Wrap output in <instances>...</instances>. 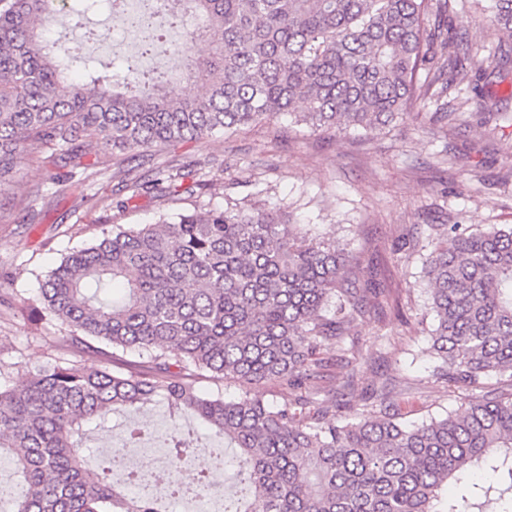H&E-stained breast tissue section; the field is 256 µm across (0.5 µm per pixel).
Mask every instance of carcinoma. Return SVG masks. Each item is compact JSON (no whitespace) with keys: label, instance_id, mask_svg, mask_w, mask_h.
Masks as SVG:
<instances>
[{"label":"carcinoma","instance_id":"carcinoma-1","mask_svg":"<svg viewBox=\"0 0 512 512\" xmlns=\"http://www.w3.org/2000/svg\"><path fill=\"white\" fill-rule=\"evenodd\" d=\"M430 0H142L131 19L142 50L165 51L170 27L190 26L209 44L187 58L179 96L134 56L120 74L88 72L79 46L45 37L55 0H0V191L45 146L81 170L92 150L116 158L142 149L234 133L288 114L312 131L364 130L405 120L414 103L443 101L456 75L483 60L428 33ZM492 25L512 37V0H492ZM512 64V43L493 50ZM425 80H420V73ZM205 186L170 166L143 182L171 199ZM422 257L435 324L433 376L452 391L495 377L509 392L470 399L444 416L405 421L380 394L370 408L329 415L296 395L274 404L249 392L226 401L195 386L198 371L242 383L323 378L317 351L341 348L348 326L371 308V279H353L357 255L262 208L184 210L153 224L112 231L63 257L40 288L46 314L71 343L146 357L125 374L104 363L87 371L66 359L0 385V462L22 477L0 487V512H159L148 493L129 494L83 455L87 432L114 413L160 398L224 439L235 472L224 512H512V225L463 229ZM133 425L123 450L140 444ZM164 445L186 448L172 424Z\"/></svg>","mask_w":512,"mask_h":512}]
</instances>
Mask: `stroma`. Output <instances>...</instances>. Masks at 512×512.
<instances>
[{"label":"stroma","mask_w":512,"mask_h":512,"mask_svg":"<svg viewBox=\"0 0 512 512\" xmlns=\"http://www.w3.org/2000/svg\"><path fill=\"white\" fill-rule=\"evenodd\" d=\"M463 21L473 53L491 59L504 35L490 26L483 5L465 8L444 24L452 29ZM89 29L98 31V39L86 40ZM51 36L65 48L83 45L95 62L116 70L132 47L124 15L111 11L109 0L80 24L60 13ZM447 100L450 117L442 123L429 120L432 103L419 118L370 133L313 132L281 116L231 135L151 147L83 182L61 167L52 172L57 183H50L52 173L40 162L48 151L36 149V162L15 175L14 191L37 192L31 210L14 208V191L0 193V298L17 302L15 312L0 314V369L14 383L60 355L85 368L101 365L98 354L72 345L59 322L31 316L41 279L73 248L116 224H149L183 209L256 204L290 223L314 225L321 237L349 243L383 290L345 336L344 360H337L335 349L321 351L332 364L320 393L330 408L364 409L375 391L389 393L415 419L458 408L460 394L432 374L427 331L434 318L422 257L448 225L512 224V126L501 118L512 113V70L487 81L464 72ZM175 165L205 173V187L179 200L136 189L139 178L155 168ZM194 381L200 391L228 399L247 391L278 403L290 393L283 383L246 386L205 371ZM134 421L146 426L144 444L154 445L173 420L157 400L113 416L88 437V462L96 463ZM179 423L195 450L191 470L212 471L216 482H225L228 472L213 471L212 462L229 455V448L192 416Z\"/></svg>","instance_id":"stroma-1"}]
</instances>
